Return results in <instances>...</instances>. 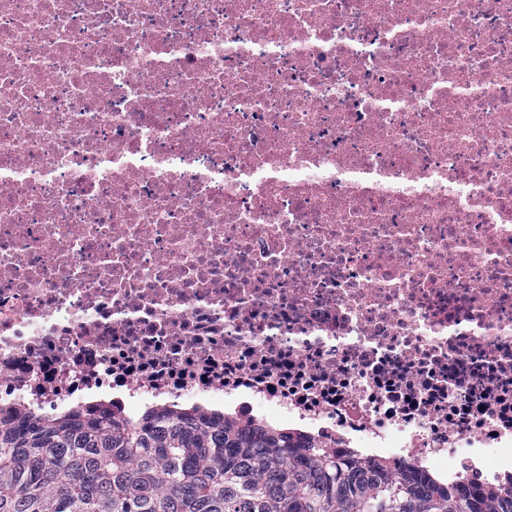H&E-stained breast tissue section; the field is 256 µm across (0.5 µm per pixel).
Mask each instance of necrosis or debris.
Listing matches in <instances>:
<instances>
[{
    "label": "necrosis or debris",
    "instance_id": "1",
    "mask_svg": "<svg viewBox=\"0 0 512 512\" xmlns=\"http://www.w3.org/2000/svg\"><path fill=\"white\" fill-rule=\"evenodd\" d=\"M188 402L512 476V0H0V407Z\"/></svg>",
    "mask_w": 512,
    "mask_h": 512
}]
</instances>
